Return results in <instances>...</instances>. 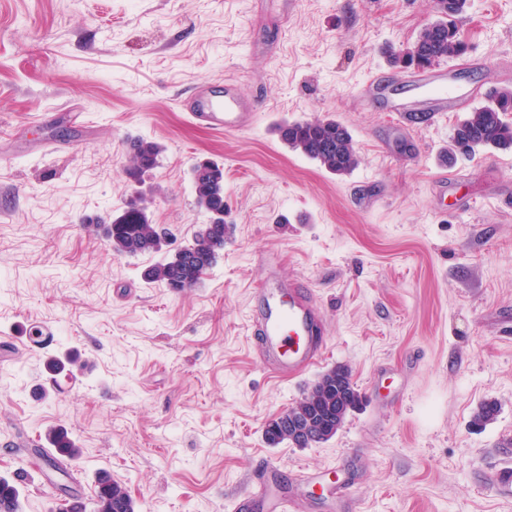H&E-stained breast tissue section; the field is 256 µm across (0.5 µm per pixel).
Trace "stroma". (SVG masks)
I'll list each match as a JSON object with an SVG mask.
<instances>
[{
  "instance_id": "stroma-1",
  "label": "stroma",
  "mask_w": 512,
  "mask_h": 512,
  "mask_svg": "<svg viewBox=\"0 0 512 512\" xmlns=\"http://www.w3.org/2000/svg\"><path fill=\"white\" fill-rule=\"evenodd\" d=\"M437 17L433 0H0V479L18 512H59L54 475L24 461L63 430L74 492L97 512L102 480L135 512H236L267 460L314 485L331 512H512V152L448 157L456 124L512 88V0H469L465 44L444 60L464 98L429 124L369 102ZM236 80L262 100L248 133L193 125L197 87ZM334 119L359 164L337 176L289 150L284 121ZM159 143L154 169L126 171L130 145ZM224 167L231 231L193 288L146 283L155 253L118 256L87 217L132 198L174 244L207 217L192 171ZM304 280L326 320L323 358L277 377L249 322L262 259ZM53 337L29 345L33 324ZM343 365L363 396L336 435L267 445V418ZM487 400L496 419L474 426Z\"/></svg>"
}]
</instances>
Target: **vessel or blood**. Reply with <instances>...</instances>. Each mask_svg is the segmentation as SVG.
Here are the masks:
<instances>
[{
    "label": "vessel or blood",
    "mask_w": 512,
    "mask_h": 512,
    "mask_svg": "<svg viewBox=\"0 0 512 512\" xmlns=\"http://www.w3.org/2000/svg\"><path fill=\"white\" fill-rule=\"evenodd\" d=\"M373 100L381 101L384 111L411 116L415 112L436 115L459 103L457 88L447 70L438 69L415 79L420 96L404 100L386 96L381 76L368 83ZM183 107L200 126L232 134L248 132L257 121L260 104L241 93L232 80L198 88L184 100ZM254 327L259 338L262 363L277 376L288 378L318 362L326 348L319 308L312 293L295 280H282L276 269H269L255 291ZM278 463H267L265 477L251 485L237 500L238 512H249L253 502L267 504L271 512H309L310 499L298 490L280 494Z\"/></svg>",
    "instance_id": "1"
}]
</instances>
